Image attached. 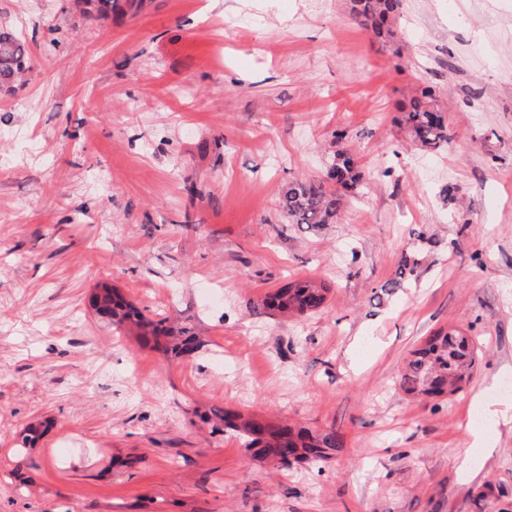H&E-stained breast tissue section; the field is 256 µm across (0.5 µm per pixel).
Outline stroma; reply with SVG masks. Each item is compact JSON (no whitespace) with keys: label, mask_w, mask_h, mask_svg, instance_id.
I'll return each instance as SVG.
<instances>
[{"label":"stroma","mask_w":512,"mask_h":512,"mask_svg":"<svg viewBox=\"0 0 512 512\" xmlns=\"http://www.w3.org/2000/svg\"><path fill=\"white\" fill-rule=\"evenodd\" d=\"M0 27L32 58L0 91V512H476L488 480L512 500V424L484 411L512 401V0H403L391 44L350 0H0ZM426 85L454 133L433 152L398 123ZM343 149L359 194L292 223L281 188ZM299 279L329 285L321 311L253 314ZM105 285L202 348L173 362L99 318ZM448 326L481 347L470 384L405 396ZM212 405L344 446L283 468Z\"/></svg>","instance_id":"obj_1"}]
</instances>
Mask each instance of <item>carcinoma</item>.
Segmentation results:
<instances>
[{
    "mask_svg": "<svg viewBox=\"0 0 512 512\" xmlns=\"http://www.w3.org/2000/svg\"><path fill=\"white\" fill-rule=\"evenodd\" d=\"M352 12L365 29L382 40L396 35L395 19L402 0H351ZM31 54L26 41L8 29H0V88H10L30 69ZM432 87L425 86L401 108L400 123L420 148L433 151L452 138L446 116L433 103ZM362 182L354 158L347 152L336 153L326 177L293 180L283 190L281 207L295 224H328L336 219L346 194L355 193ZM328 288L314 280H294L268 293L253 306L256 315L297 317L322 308ZM105 311L116 326L131 324L152 336L155 348L179 357L194 349L195 336L189 328L167 324V318L152 320L117 290L104 298ZM478 361L476 343L460 329L448 326L429 336L423 346L406 359L398 375L399 387L409 396L449 397L461 392L474 375ZM213 432L231 430L244 439L245 447L257 448L266 456L289 467L300 460L326 462L343 448V437L334 428L310 432L281 425L275 421H250L243 414L216 408ZM488 481L476 492L478 512H504L497 509L501 495Z\"/></svg>",
    "mask_w": 512,
    "mask_h": 512,
    "instance_id": "1",
    "label": "carcinoma"
}]
</instances>
